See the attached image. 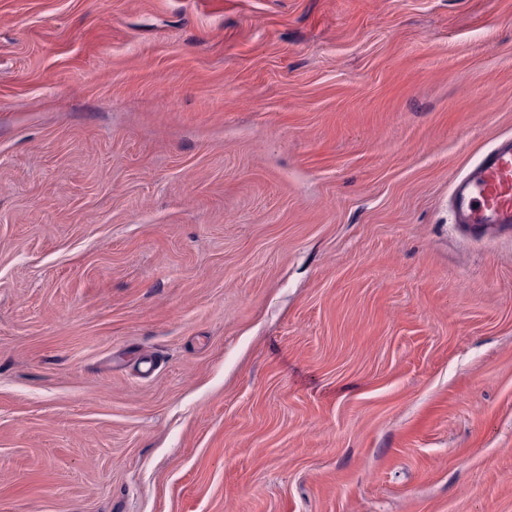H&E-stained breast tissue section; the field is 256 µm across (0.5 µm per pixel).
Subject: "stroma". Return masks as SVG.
<instances>
[{"label": "stroma", "mask_w": 512, "mask_h": 512, "mask_svg": "<svg viewBox=\"0 0 512 512\" xmlns=\"http://www.w3.org/2000/svg\"><path fill=\"white\" fill-rule=\"evenodd\" d=\"M509 136L512 0H0V512H512ZM456 224L484 230H512V138L499 141L451 188Z\"/></svg>", "instance_id": "obj_1"}]
</instances>
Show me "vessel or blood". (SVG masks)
<instances>
[{
	"instance_id": "b4317fda",
	"label": "vessel or blood",
	"mask_w": 512,
	"mask_h": 512,
	"mask_svg": "<svg viewBox=\"0 0 512 512\" xmlns=\"http://www.w3.org/2000/svg\"><path fill=\"white\" fill-rule=\"evenodd\" d=\"M456 223L485 230H512V138L499 141L451 188Z\"/></svg>"
}]
</instances>
